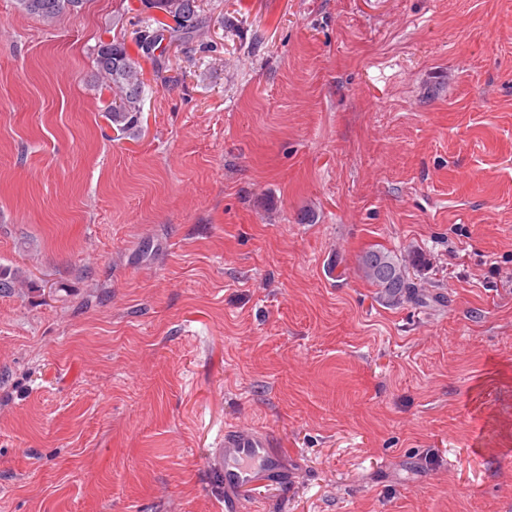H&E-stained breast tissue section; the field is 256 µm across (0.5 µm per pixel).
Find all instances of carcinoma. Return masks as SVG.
<instances>
[{
  "instance_id": "carcinoma-1",
  "label": "carcinoma",
  "mask_w": 512,
  "mask_h": 512,
  "mask_svg": "<svg viewBox=\"0 0 512 512\" xmlns=\"http://www.w3.org/2000/svg\"><path fill=\"white\" fill-rule=\"evenodd\" d=\"M81 3L82 0H19L22 10L47 25L65 12L76 10ZM144 6L159 9L175 21L169 29L141 27L139 45L147 54L164 34L174 40H189L203 25L198 0H144ZM95 64L103 85L112 92V100L107 106L108 120L123 135L139 136L144 81L136 63L123 43L112 41L98 45ZM421 262L422 256L415 252L399 257L385 247H372L359 256L358 272L364 281L378 290L383 302L394 306L418 295L419 285L409 277V267Z\"/></svg>"
}]
</instances>
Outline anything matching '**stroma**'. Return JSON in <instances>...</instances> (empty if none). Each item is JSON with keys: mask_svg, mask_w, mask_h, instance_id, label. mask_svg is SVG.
Returning a JSON list of instances; mask_svg holds the SVG:
<instances>
[{"mask_svg": "<svg viewBox=\"0 0 512 512\" xmlns=\"http://www.w3.org/2000/svg\"><path fill=\"white\" fill-rule=\"evenodd\" d=\"M200 5L147 56L142 0H0V512H224L229 425L293 471L244 512H512V0ZM22 10L39 18L44 24H53L66 11H77L82 0H18ZM96 71L112 92L107 118L126 137L139 136L144 81L136 63L121 42H103L95 56ZM422 261V256L415 252L398 257L388 248L372 247L359 256L358 272L364 281L377 288L383 302L394 306L418 295L421 287L409 277V267Z\"/></svg>", "mask_w": 512, "mask_h": 512, "instance_id": "obj_1", "label": "stroma"}]
</instances>
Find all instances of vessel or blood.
<instances>
[{
	"mask_svg": "<svg viewBox=\"0 0 512 512\" xmlns=\"http://www.w3.org/2000/svg\"><path fill=\"white\" fill-rule=\"evenodd\" d=\"M215 460L224 483L225 512H240L237 502L242 489L261 478H280L285 472L270 436L258 428L225 427Z\"/></svg>",
	"mask_w": 512,
	"mask_h": 512,
	"instance_id": "b4317fda",
	"label": "vessel or blood"
}]
</instances>
